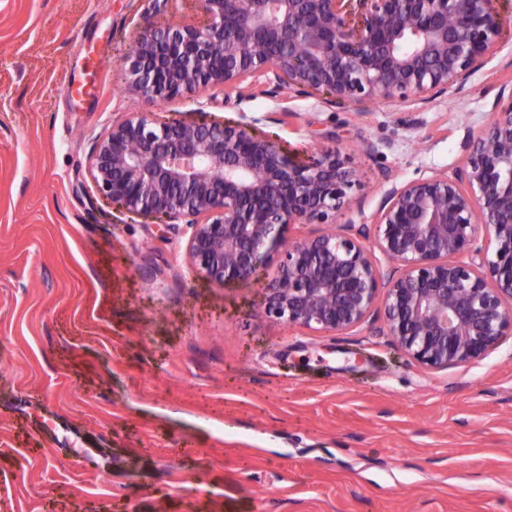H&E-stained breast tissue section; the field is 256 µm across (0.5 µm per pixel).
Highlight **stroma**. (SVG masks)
Masks as SVG:
<instances>
[{"instance_id":"stroma-1","label":"stroma","mask_w":512,"mask_h":512,"mask_svg":"<svg viewBox=\"0 0 512 512\" xmlns=\"http://www.w3.org/2000/svg\"><path fill=\"white\" fill-rule=\"evenodd\" d=\"M199 0H0V512H512V338L423 368L382 304L347 331L262 314L263 281L218 286L187 228L125 213L88 174L93 138L138 112L259 118L304 162L352 152L374 211L383 172H454L512 89V35L462 90L359 113L213 89L125 93L149 25L203 26ZM92 76L95 97L66 80Z\"/></svg>"}]
</instances>
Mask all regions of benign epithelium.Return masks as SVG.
<instances>
[{"instance_id": "7a95c632", "label": "benign epithelium", "mask_w": 512, "mask_h": 512, "mask_svg": "<svg viewBox=\"0 0 512 512\" xmlns=\"http://www.w3.org/2000/svg\"><path fill=\"white\" fill-rule=\"evenodd\" d=\"M200 2L206 26L140 33L125 92L153 105L214 87L326 91L359 112L428 102L484 68L512 22L499 0ZM255 123L141 112L94 138L88 173L127 212L186 225L189 264L216 285L277 265L263 314L281 325L346 331L380 298L391 342L429 369L484 358L512 334V94H496L453 176L383 173L370 217L350 195L349 154L323 146L298 163ZM343 210L352 217L336 230ZM296 224L331 229L294 238Z\"/></svg>"}]
</instances>
